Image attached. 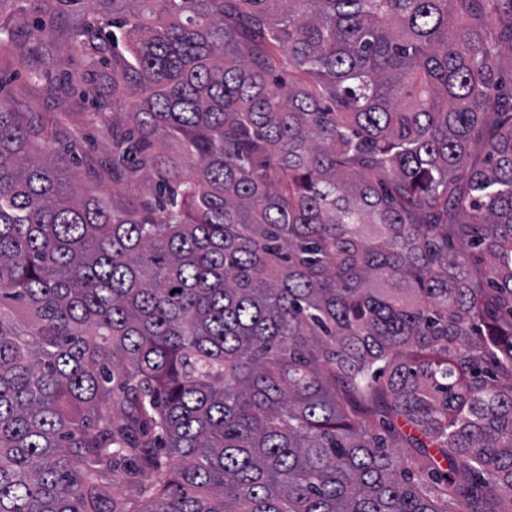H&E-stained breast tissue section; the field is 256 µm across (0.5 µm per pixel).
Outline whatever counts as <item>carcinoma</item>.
<instances>
[{"mask_svg": "<svg viewBox=\"0 0 512 512\" xmlns=\"http://www.w3.org/2000/svg\"><path fill=\"white\" fill-rule=\"evenodd\" d=\"M32 2L157 203L0 101V512H512V0Z\"/></svg>", "mask_w": 512, "mask_h": 512, "instance_id": "carcinoma-1", "label": "carcinoma"}]
</instances>
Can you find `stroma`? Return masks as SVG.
Returning a JSON list of instances; mask_svg holds the SVG:
<instances>
[{"label": "stroma", "mask_w": 512, "mask_h": 512, "mask_svg": "<svg viewBox=\"0 0 512 512\" xmlns=\"http://www.w3.org/2000/svg\"><path fill=\"white\" fill-rule=\"evenodd\" d=\"M85 57L67 41L57 43L49 65L34 46L0 47V101L14 111L33 112L52 125L57 152L74 162L85 191L105 196L120 209L154 201L151 182L141 175H112V131L129 125L125 108L100 109L83 94Z\"/></svg>", "instance_id": "obj_1"}]
</instances>
